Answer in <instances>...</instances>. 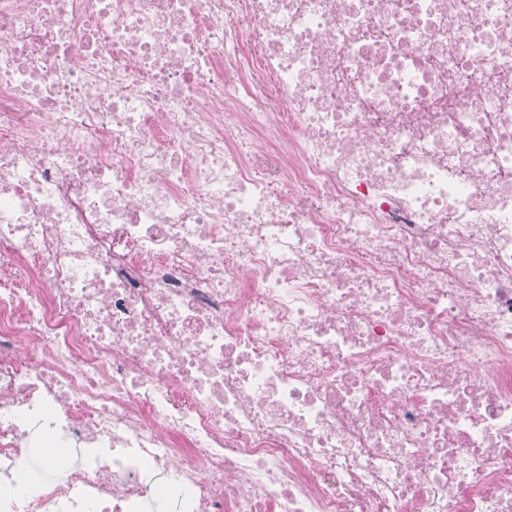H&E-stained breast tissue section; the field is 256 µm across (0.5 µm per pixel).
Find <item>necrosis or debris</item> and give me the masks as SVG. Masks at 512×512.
<instances>
[{"instance_id": "necrosis-or-debris-1", "label": "necrosis or debris", "mask_w": 512, "mask_h": 512, "mask_svg": "<svg viewBox=\"0 0 512 512\" xmlns=\"http://www.w3.org/2000/svg\"><path fill=\"white\" fill-rule=\"evenodd\" d=\"M151 504L512 512V0H0V512Z\"/></svg>"}]
</instances>
